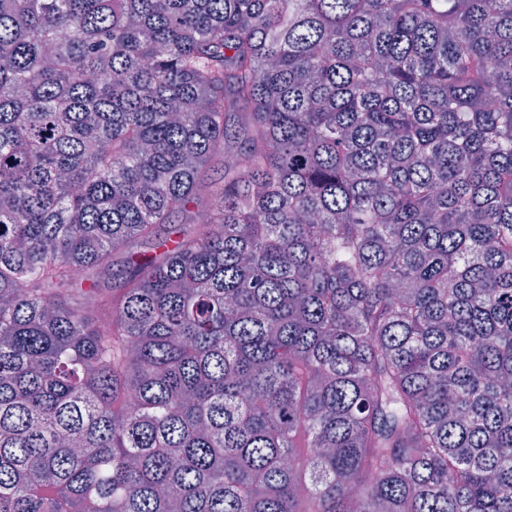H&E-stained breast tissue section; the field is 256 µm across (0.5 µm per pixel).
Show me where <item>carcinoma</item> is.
I'll list each match as a JSON object with an SVG mask.
<instances>
[{
    "label": "carcinoma",
    "instance_id": "obj_1",
    "mask_svg": "<svg viewBox=\"0 0 512 512\" xmlns=\"http://www.w3.org/2000/svg\"><path fill=\"white\" fill-rule=\"evenodd\" d=\"M0 512H512V0H0Z\"/></svg>",
    "mask_w": 512,
    "mask_h": 512
}]
</instances>
